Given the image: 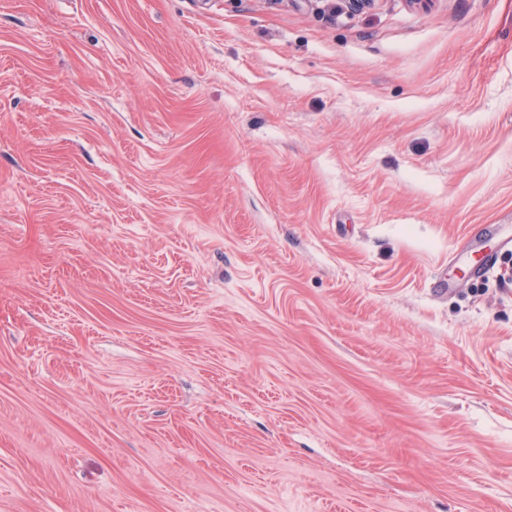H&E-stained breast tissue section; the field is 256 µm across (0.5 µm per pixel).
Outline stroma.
<instances>
[{"mask_svg": "<svg viewBox=\"0 0 512 512\" xmlns=\"http://www.w3.org/2000/svg\"><path fill=\"white\" fill-rule=\"evenodd\" d=\"M508 237L512 0H0V512H512Z\"/></svg>", "mask_w": 512, "mask_h": 512, "instance_id": "1", "label": "stroma"}]
</instances>
